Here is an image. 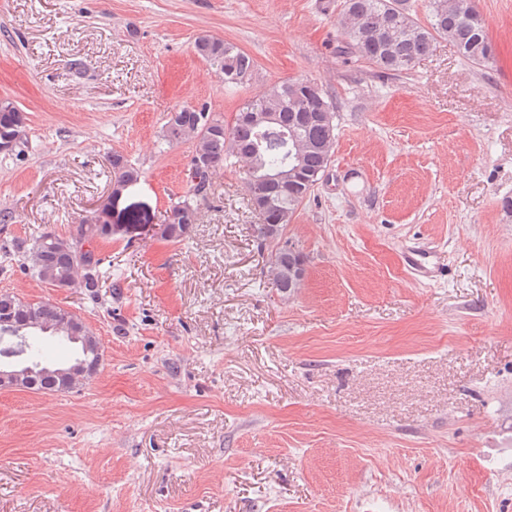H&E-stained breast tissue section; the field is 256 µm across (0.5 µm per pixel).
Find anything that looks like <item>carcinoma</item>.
I'll return each mask as SVG.
<instances>
[{"label": "carcinoma", "instance_id": "obj_1", "mask_svg": "<svg viewBox=\"0 0 512 512\" xmlns=\"http://www.w3.org/2000/svg\"><path fill=\"white\" fill-rule=\"evenodd\" d=\"M426 21L414 17L399 0H342L339 26L344 41L339 53L351 54L395 74H406L435 42L444 38L469 63L484 65L493 58L483 15L471 0H427ZM198 56L224 75V87L237 89L250 81L256 62L246 52L222 39L200 37L195 41ZM278 112L282 121L266 125L260 117ZM336 103L322 85L304 79H289L259 90L243 103L231 119L218 115L206 105L179 107L170 113L163 128L169 144L192 143L187 173V191L172 202L153 237L173 244L189 237L197 223L199 203L212 194L216 168L233 156L247 167L246 192L251 208L262 204L261 218L286 230L292 217L329 168L336 145ZM15 139L10 152L24 154L28 144L26 116L9 99L0 101V142ZM109 184L130 187L140 178V170L124 156L109 159ZM47 231L32 239L13 244L21 255L24 270L41 283L65 280L92 302L99 301L104 269L110 256L98 243L112 240L109 224L85 222L70 235V244L54 242ZM268 249L265 268L268 277L284 298L293 296L304 279L287 276V266L304 255L288 246L283 236L267 239L257 234ZM63 307L48 301H27L0 292V321L11 322L13 332L22 337V361L31 369L26 389L57 391L63 382L53 374L78 362L87 367L83 375L69 381L70 390L80 389L100 369L97 353L71 336H90L82 320L74 323L62 315ZM49 337L69 345L73 356L57 361L43 351L40 341Z\"/></svg>", "mask_w": 512, "mask_h": 512}]
</instances>
